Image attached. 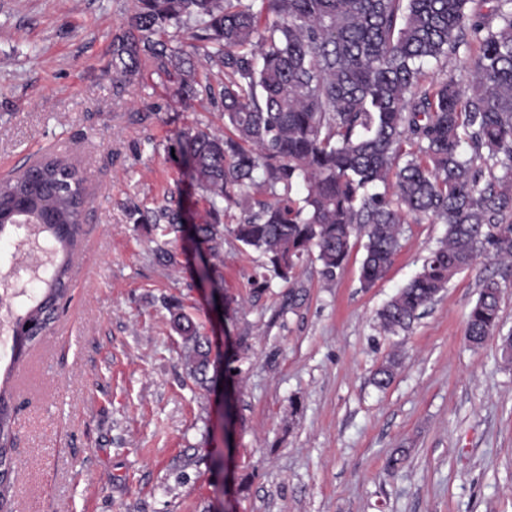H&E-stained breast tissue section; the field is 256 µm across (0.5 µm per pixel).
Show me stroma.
Returning a JSON list of instances; mask_svg holds the SVG:
<instances>
[{
    "label": "stroma",
    "instance_id": "35a3bbf8",
    "mask_svg": "<svg viewBox=\"0 0 512 512\" xmlns=\"http://www.w3.org/2000/svg\"><path fill=\"white\" fill-rule=\"evenodd\" d=\"M132 8L0 0V178L62 155L91 194L68 308L16 379L17 512H512V266L478 258L393 336L377 313L444 225H403L370 288L362 235L334 281L309 259L297 282L265 284L252 278L262 256L228 235L216 297L195 274L192 232L168 240L134 214L173 202L204 221L178 136L223 132V109L181 98L148 59L117 88L112 44ZM161 245L175 264L158 262ZM488 278L500 332L474 348L467 320ZM172 300L221 356L214 389L184 373Z\"/></svg>",
    "mask_w": 512,
    "mask_h": 512
}]
</instances>
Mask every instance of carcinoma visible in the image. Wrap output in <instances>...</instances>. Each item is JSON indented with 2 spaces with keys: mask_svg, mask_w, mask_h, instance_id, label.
I'll list each match as a JSON object with an SVG mask.
<instances>
[{
  "mask_svg": "<svg viewBox=\"0 0 512 512\" xmlns=\"http://www.w3.org/2000/svg\"><path fill=\"white\" fill-rule=\"evenodd\" d=\"M190 21L191 43L157 38ZM462 48L473 51L469 63L447 69ZM144 56L184 98L224 108V133L180 135L191 177L208 195L209 221L195 234L210 256L230 232L264 257L263 280H295L313 253L333 281L359 233L360 281L370 288L400 248L402 225L444 224L421 271L378 312L392 334L478 257L512 261V0H135L112 66L131 76ZM198 57L223 74L220 83L199 74ZM297 185L302 198L292 196ZM86 193L77 168L57 157L0 182V235L28 219L63 252L41 298L15 319L14 363L52 332L55 306L68 301ZM232 207L244 218L230 229L222 217ZM137 222L163 236L184 232L169 205ZM499 312L498 283L488 279L467 341L494 335ZM29 321L38 332L24 330ZM170 324L187 377L208 388L218 363L210 338L177 303ZM10 400L0 387V512H16Z\"/></svg>",
  "mask_w": 512,
  "mask_h": 512,
  "instance_id": "1",
  "label": "carcinoma"
}]
</instances>
